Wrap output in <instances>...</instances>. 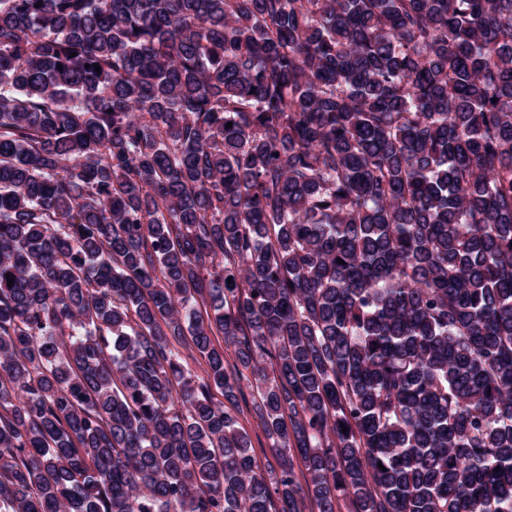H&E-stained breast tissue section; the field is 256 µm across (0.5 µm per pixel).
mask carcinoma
<instances>
[{"instance_id":"1","label":"carcinoma","mask_w":512,"mask_h":512,"mask_svg":"<svg viewBox=\"0 0 512 512\" xmlns=\"http://www.w3.org/2000/svg\"><path fill=\"white\" fill-rule=\"evenodd\" d=\"M306 501L512 512V0H0V512ZM256 389L253 388L246 380L243 382L241 395L239 396V423L241 428L249 435L253 454L261 466L266 465L267 461L274 462L269 442L265 433L259 424V420L253 412V405L256 400Z\"/></svg>"}]
</instances>
